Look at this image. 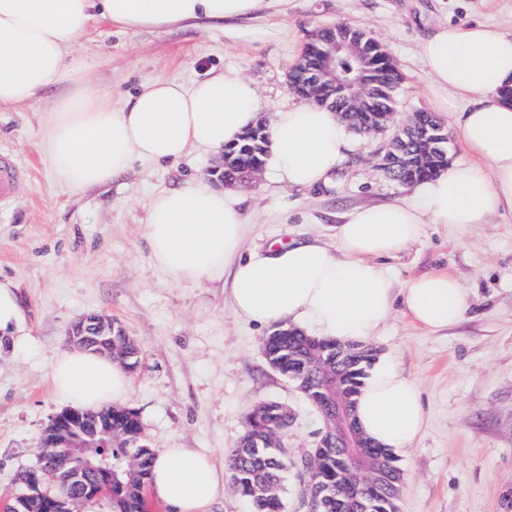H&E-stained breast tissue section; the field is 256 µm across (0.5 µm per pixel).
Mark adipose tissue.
I'll list each match as a JSON object with an SVG mask.
<instances>
[{"instance_id": "obj_1", "label": "adipose tissue", "mask_w": 512, "mask_h": 512, "mask_svg": "<svg viewBox=\"0 0 512 512\" xmlns=\"http://www.w3.org/2000/svg\"><path fill=\"white\" fill-rule=\"evenodd\" d=\"M279 0H0V107H19L57 90L43 127L51 165L68 188L111 183L134 160L169 162L189 149L219 154L259 118L254 84L223 72L185 89L173 81L144 86L123 107L86 81L72 57L86 23L96 17L122 29L162 28L199 18L214 23L276 7ZM439 113L459 106L454 121L469 164L449 165L417 181L399 200L344 213L334 243L320 239L244 250L240 193L217 192L203 178L157 193L144 234L154 264L177 284L231 274L234 311L262 326L298 327L342 345L369 342L394 302L421 328L458 325L468 302L450 272L435 271L395 291L380 259L419 241L426 225L465 228L512 214V34L488 24L437 23L419 45ZM265 163L290 188L326 184L351 142L338 113L311 103L274 112ZM23 354L31 338L16 285L0 279V343ZM54 392L71 407L98 410L124 402L131 378L118 361L83 349L58 351ZM361 431L381 447L406 451L425 428L418 385L379 359L356 398ZM225 471L190 448H166L149 489L166 512H210L223 496Z\"/></svg>"}]
</instances>
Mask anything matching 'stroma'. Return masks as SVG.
Wrapping results in <instances>:
<instances>
[{"mask_svg": "<svg viewBox=\"0 0 512 512\" xmlns=\"http://www.w3.org/2000/svg\"><path fill=\"white\" fill-rule=\"evenodd\" d=\"M441 21L512 32V0H282L275 13L161 30L123 31L95 18L74 55L91 86L118 107L157 79L189 86L232 70L255 85L267 118L298 100L288 71L308 34L347 22L369 32L397 63L399 123L433 109L418 44ZM51 106L45 96L0 109V151L23 170L16 194L0 202V278L17 285L34 338L20 358L0 347V497L13 490L19 471L36 464L42 428L65 407L52 391L49 363L67 347L71 325L90 313L111 316L139 346L127 404L138 411L153 450L192 448L224 465L246 415L276 398L295 413L285 442L289 458L300 460L323 421L267 365L261 342L268 328L236 314L222 283H172L143 236L152 196L206 176L216 155L194 149L173 163H135L104 186L66 188L43 146ZM351 138L354 148L328 185L292 189L265 171L244 190L246 247L314 236L331 243L342 213L403 195L404 186L375 167L388 134ZM382 264L398 289L449 271L468 299L463 321L438 333L394 306L372 342L417 383L426 415L421 440L397 455L399 512H512V216L466 230L426 225L420 241Z\"/></svg>", "mask_w": 512, "mask_h": 512, "instance_id": "35a3bbf8", "label": "stroma"}]
</instances>
